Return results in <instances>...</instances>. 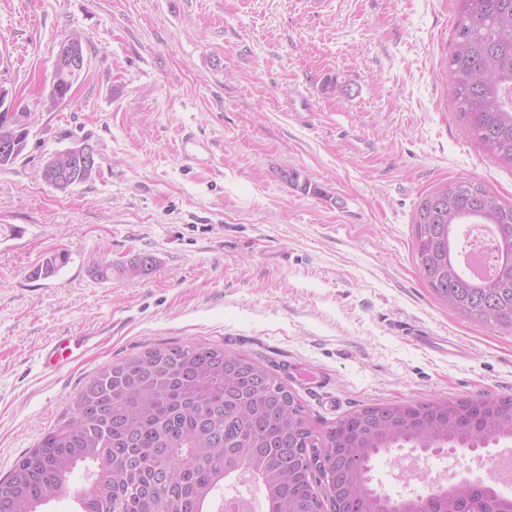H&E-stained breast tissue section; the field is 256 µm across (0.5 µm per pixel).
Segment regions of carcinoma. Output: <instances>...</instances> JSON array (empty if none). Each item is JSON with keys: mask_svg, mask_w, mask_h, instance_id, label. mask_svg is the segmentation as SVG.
I'll return each instance as SVG.
<instances>
[{"mask_svg": "<svg viewBox=\"0 0 512 512\" xmlns=\"http://www.w3.org/2000/svg\"><path fill=\"white\" fill-rule=\"evenodd\" d=\"M460 19L448 58L453 104L466 134L512 165V0H458ZM27 113L0 112V139L27 145ZM283 179L319 192L297 170ZM412 224L422 278L452 311L512 332V204L481 184L450 180L420 197ZM464 224L496 235L495 277L477 282L457 265ZM54 254L34 272L51 277L66 263ZM139 258L97 264L101 281L118 272L147 275ZM512 440V397L410 401L352 410L319 435L281 377L224 347L190 344L147 349L87 381L62 423L49 430L0 480V512H46L76 499V512H212L245 472L262 488L263 512H455L456 497L437 490L395 499L373 486V459L393 448L453 456ZM85 465L94 488L70 483Z\"/></svg>", "mask_w": 512, "mask_h": 512, "instance_id": "1", "label": "carcinoma"}]
</instances>
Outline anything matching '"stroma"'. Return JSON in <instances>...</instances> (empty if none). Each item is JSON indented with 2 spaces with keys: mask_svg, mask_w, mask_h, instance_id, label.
I'll use <instances>...</instances> for the list:
<instances>
[{
  "mask_svg": "<svg viewBox=\"0 0 512 512\" xmlns=\"http://www.w3.org/2000/svg\"><path fill=\"white\" fill-rule=\"evenodd\" d=\"M457 20V0H0V87L30 123L0 169V477L90 377L159 346L261 362L317 432L368 405L512 397V332L453 312L413 257L435 184L512 202V168L453 107ZM75 33L83 72L50 102ZM82 142L97 174L49 186L46 160ZM291 169L319 194L282 179ZM142 253L149 275L91 273ZM406 324L451 354L411 344ZM87 332L101 340L82 359L46 369L50 337Z\"/></svg>",
  "mask_w": 512,
  "mask_h": 512,
  "instance_id": "35a3bbf8",
  "label": "stroma"
}]
</instances>
